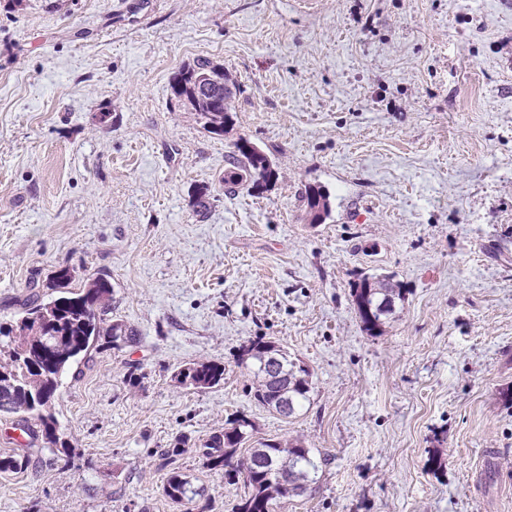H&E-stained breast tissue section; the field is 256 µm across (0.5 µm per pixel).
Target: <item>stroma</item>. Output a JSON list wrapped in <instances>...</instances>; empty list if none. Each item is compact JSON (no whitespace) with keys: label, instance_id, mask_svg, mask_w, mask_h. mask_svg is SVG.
<instances>
[{"label":"stroma","instance_id":"obj_1","mask_svg":"<svg viewBox=\"0 0 512 512\" xmlns=\"http://www.w3.org/2000/svg\"><path fill=\"white\" fill-rule=\"evenodd\" d=\"M133 2L0 0V323L66 268L135 333L64 375L69 451L29 441L0 512H182L180 437L196 512H235L198 449L241 413L312 450L281 512H512V0ZM198 57L235 84L220 136L170 102ZM243 139L278 178L229 194ZM380 274L404 299L372 336L350 289ZM258 336L310 372L292 417L247 392ZM200 359L223 383L179 386ZM306 218L309 223L319 224L330 214L328 195L320 187H309L305 192ZM185 445L186 441L179 438L174 448H169L162 453L164 461L162 466L171 467L163 487L164 493L171 501L180 504L182 507L192 503L194 498L199 495V492L191 486L190 481L175 467L177 457L186 451Z\"/></svg>","mask_w":512,"mask_h":512}]
</instances>
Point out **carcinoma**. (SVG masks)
<instances>
[{
	"label": "carcinoma",
	"instance_id": "1",
	"mask_svg": "<svg viewBox=\"0 0 512 512\" xmlns=\"http://www.w3.org/2000/svg\"><path fill=\"white\" fill-rule=\"evenodd\" d=\"M202 78L220 91L224 105L211 107L196 92V79ZM171 99L197 116L202 128L221 135L230 120L233 91L224 65L208 58H198L174 74L170 83ZM277 175L267 155L250 148L248 141L236 144V153L224 174V187L257 188ZM306 218L320 224L330 214L328 195L319 187L305 192ZM71 273L58 270L49 288L47 301L36 300L24 315L8 326L0 324V412L20 415L23 428L41 432L54 451H69L67 441L58 433V421L52 412L61 377L73 364L84 359L103 334L112 336L113 346L134 339L133 331L116 320L103 331V316L112 299V283L98 276L77 290L68 288ZM364 331L377 336L385 320L395 312L396 301L403 298V288L387 275L365 277L351 290ZM236 363L253 374L250 394L256 403L272 412L288 406L295 413L309 400V371L289 359L287 351L273 341L256 337L238 347ZM176 381L186 387L205 390L224 380V365L201 360L181 367ZM253 424L245 414L228 422V427L214 433L199 449L204 464L211 470H223L229 478H242L248 495L241 499L237 512H275L278 503L305 493L314 483L317 464L310 449L299 442L268 439L238 451L247 442ZM186 441L162 453L164 467H171L163 490L173 502L186 506L199 495L176 467L177 457L186 451Z\"/></svg>",
	"mask_w": 512,
	"mask_h": 512
}]
</instances>
